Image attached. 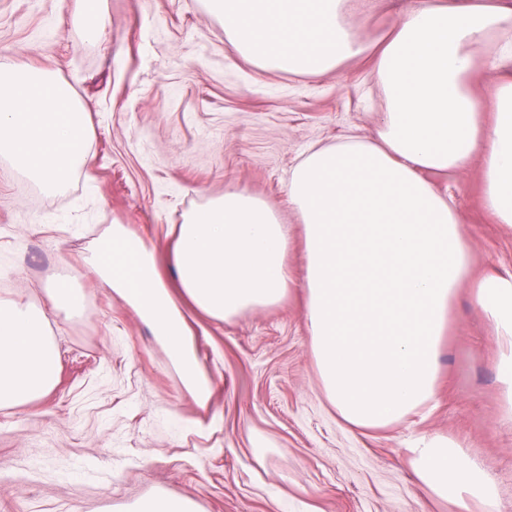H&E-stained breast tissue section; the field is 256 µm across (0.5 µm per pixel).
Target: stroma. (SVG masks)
<instances>
[{
  "mask_svg": "<svg viewBox=\"0 0 512 512\" xmlns=\"http://www.w3.org/2000/svg\"><path fill=\"white\" fill-rule=\"evenodd\" d=\"M419 0H372L347 13L375 42ZM84 36L77 0H0V62L51 71L94 128L85 163L54 192L0 159V298L44 309L59 383L0 410V512H122L162 489L199 512H453L418 485L422 439L462 446L512 512V422L504 418L498 336L454 297L431 409L353 430L322 389L302 290L218 322L196 315V348L214 387L185 390L152 328L100 288L86 259L112 225L165 245L184 212L229 190L259 197L290 227L288 264H305L288 175L314 144L372 137L384 109L369 59L321 77L259 68L236 52L204 0H102ZM427 180L463 224L473 277L512 273V227L483 205L481 158ZM68 280L80 312L55 310L46 285Z\"/></svg>",
  "mask_w": 512,
  "mask_h": 512,
  "instance_id": "obj_1",
  "label": "stroma"
}]
</instances>
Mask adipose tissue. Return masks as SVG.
I'll return each mask as SVG.
<instances>
[{
  "mask_svg": "<svg viewBox=\"0 0 512 512\" xmlns=\"http://www.w3.org/2000/svg\"><path fill=\"white\" fill-rule=\"evenodd\" d=\"M347 0H206L233 48L258 67L320 76L376 52L373 72L386 109L373 138L311 148L293 169L288 196L304 230L302 278L310 347L328 401L350 427L381 429L431 406L439 341L458 288L503 342L498 359L512 420V275L471 280L465 231L446 196L426 180L474 155L483 200L512 224V79L490 90L484 111L470 86L475 56L512 70V8L494 0H422L380 49L344 20ZM490 120H483V113ZM94 128L61 81L40 69L0 64V156L47 188L84 160ZM169 284L154 246L113 225L90 264L101 287L149 322L199 406L210 378L195 350L188 311L223 322L279 304L290 283L289 234L277 212L228 191L172 225ZM49 321L34 304L0 299V409L32 403L57 382ZM417 479L467 512H493L494 486L445 438L413 448Z\"/></svg>",
  "mask_w": 512,
  "mask_h": 512,
  "instance_id": "1",
  "label": "adipose tissue"
}]
</instances>
